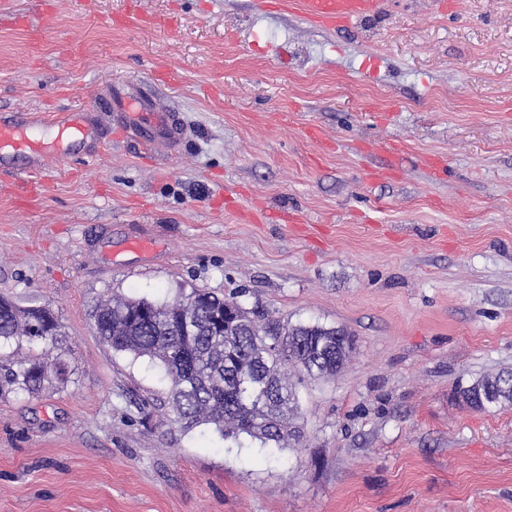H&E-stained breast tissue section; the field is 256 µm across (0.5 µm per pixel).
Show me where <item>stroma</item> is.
I'll return each mask as SVG.
<instances>
[{"label":"stroma","mask_w":512,"mask_h":512,"mask_svg":"<svg viewBox=\"0 0 512 512\" xmlns=\"http://www.w3.org/2000/svg\"><path fill=\"white\" fill-rule=\"evenodd\" d=\"M54 2L0 0V112L108 138L0 170V296L61 326L0 351L66 368L0 394V512H512V404L458 394L512 371V0H384L350 30L266 0ZM131 92L175 114L177 156L112 138ZM195 288L354 334L336 375L288 368L299 441L183 429L163 369L95 333L100 302Z\"/></svg>","instance_id":"stroma-1"}]
</instances>
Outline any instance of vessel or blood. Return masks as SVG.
Listing matches in <instances>:
<instances>
[{"label": "vessel or blood", "instance_id": "b4317fda", "mask_svg": "<svg viewBox=\"0 0 512 512\" xmlns=\"http://www.w3.org/2000/svg\"><path fill=\"white\" fill-rule=\"evenodd\" d=\"M382 4L383 0H300L299 14L309 24L341 29L378 14ZM115 105V135L140 127L158 146L169 148L181 140L182 130L173 115L159 111L151 100L128 95L117 98ZM96 133L97 117L91 112H1L0 168L20 163L32 172L42 170L49 160L67 156L73 144H92Z\"/></svg>", "mask_w": 512, "mask_h": 512}]
</instances>
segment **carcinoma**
<instances>
[{
    "mask_svg": "<svg viewBox=\"0 0 512 512\" xmlns=\"http://www.w3.org/2000/svg\"><path fill=\"white\" fill-rule=\"evenodd\" d=\"M95 330L112 350L147 356L163 367L176 420L184 427L211 424L226 438L244 434L264 445L286 444L295 433L296 394L285 381V367L291 364L314 379L331 376L353 348L342 329L288 328L204 289L162 303L114 299L98 307ZM59 332L49 310L33 317L31 310L0 298V340L48 346ZM48 376L41 362L0 359V390L33 392ZM461 397L474 409L512 402V373L478 380Z\"/></svg>",
    "mask_w": 512,
    "mask_h": 512,
    "instance_id": "obj_1",
    "label": "carcinoma"
}]
</instances>
